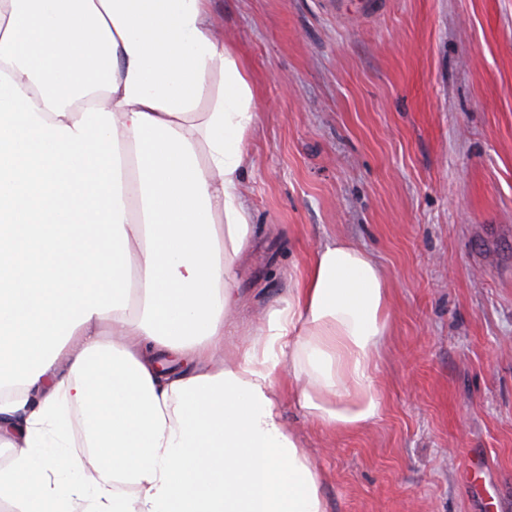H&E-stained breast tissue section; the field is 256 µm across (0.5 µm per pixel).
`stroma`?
Segmentation results:
<instances>
[{
    "label": "stroma",
    "mask_w": 512,
    "mask_h": 512,
    "mask_svg": "<svg viewBox=\"0 0 512 512\" xmlns=\"http://www.w3.org/2000/svg\"><path fill=\"white\" fill-rule=\"evenodd\" d=\"M212 0L258 109L244 320L344 238L383 269L378 418L284 420L326 512H512V0Z\"/></svg>",
    "instance_id": "stroma-1"
}]
</instances>
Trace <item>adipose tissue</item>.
Segmentation results:
<instances>
[{
	"label": "adipose tissue",
	"mask_w": 512,
	"mask_h": 512,
	"mask_svg": "<svg viewBox=\"0 0 512 512\" xmlns=\"http://www.w3.org/2000/svg\"><path fill=\"white\" fill-rule=\"evenodd\" d=\"M208 3L0 0V503L15 512H326L284 402L331 437L379 414L389 286L362 249H313L257 326L230 316L257 109Z\"/></svg>",
	"instance_id": "1"
}]
</instances>
